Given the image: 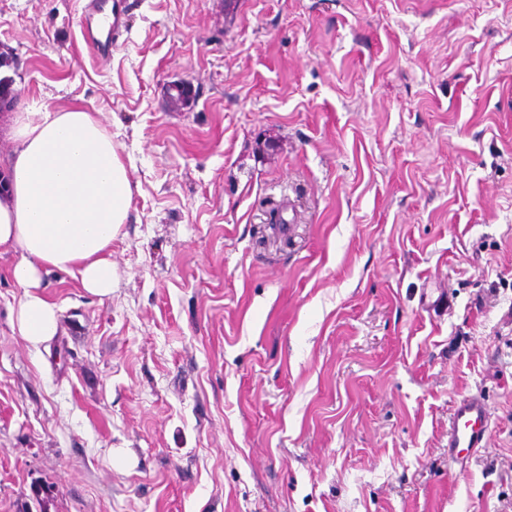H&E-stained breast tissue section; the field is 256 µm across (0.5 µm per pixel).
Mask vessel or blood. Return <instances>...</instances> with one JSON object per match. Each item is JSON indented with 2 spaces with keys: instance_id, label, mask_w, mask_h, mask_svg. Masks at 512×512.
Returning <instances> with one entry per match:
<instances>
[{
  "instance_id": "b4317fda",
  "label": "vessel or blood",
  "mask_w": 512,
  "mask_h": 512,
  "mask_svg": "<svg viewBox=\"0 0 512 512\" xmlns=\"http://www.w3.org/2000/svg\"><path fill=\"white\" fill-rule=\"evenodd\" d=\"M127 22L121 0H85L80 34L93 54L105 58L111 55ZM489 425L490 412L482 395L469 393L458 398L449 417V454L484 448Z\"/></svg>"
}]
</instances>
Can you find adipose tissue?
<instances>
[{
	"mask_svg": "<svg viewBox=\"0 0 512 512\" xmlns=\"http://www.w3.org/2000/svg\"><path fill=\"white\" fill-rule=\"evenodd\" d=\"M10 133L14 148L0 163V255L18 257L15 324L36 349L59 327L57 305L40 291L47 268L89 294H111L112 241L129 219L133 189L111 134L82 108L13 113Z\"/></svg>",
	"mask_w": 512,
	"mask_h": 512,
	"instance_id": "obj_1",
	"label": "adipose tissue"
}]
</instances>
